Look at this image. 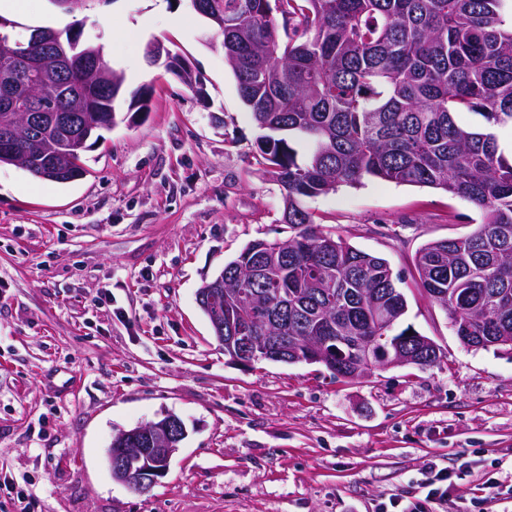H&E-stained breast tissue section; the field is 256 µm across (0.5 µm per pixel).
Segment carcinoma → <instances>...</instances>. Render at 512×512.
I'll use <instances>...</instances> for the list:
<instances>
[{"label": "carcinoma", "instance_id": "cac0c4a2", "mask_svg": "<svg viewBox=\"0 0 512 512\" xmlns=\"http://www.w3.org/2000/svg\"><path fill=\"white\" fill-rule=\"evenodd\" d=\"M224 4V59L240 97L262 131L259 164L283 188L282 222L294 236L257 240L224 265V291L211 308L247 336H278L304 350L331 339L324 365L348 378L362 342L391 349L411 342L402 326L406 298L387 260L323 232L305 201L366 179L442 189L484 213L467 235L418 249L417 284L444 308L465 345L500 349L512 336V160L488 129L462 126L457 114H481L512 127V26L508 0H243ZM0 25V72L7 53H28L34 68L51 61L30 39ZM123 73L112 71L96 112H67L69 126L115 124ZM27 160L38 178L48 158L68 152L66 138L36 126ZM57 179L86 173L82 157L64 161ZM266 247L279 261L261 264Z\"/></svg>", "mask_w": 512, "mask_h": 512}]
</instances>
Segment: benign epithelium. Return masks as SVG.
I'll return each mask as SVG.
<instances>
[{
    "label": "benign epithelium",
    "instance_id": "benign-epithelium-1",
    "mask_svg": "<svg viewBox=\"0 0 512 512\" xmlns=\"http://www.w3.org/2000/svg\"><path fill=\"white\" fill-rule=\"evenodd\" d=\"M195 7L219 31H224V10L196 0ZM56 31L41 30L38 34V45L51 55L54 72L65 74L70 79L83 82L87 86V93L78 104V108L85 112L97 110L98 88L91 78L103 72L96 58L89 56L80 47V37L74 35L68 45L55 40ZM151 64L161 65L168 72L184 83L193 81L192 68L183 59L173 54L161 42H154L148 49ZM48 86L42 85L30 88H19L11 97L9 103L10 123L8 132L0 137V151L15 156L24 162L28 150L19 146L20 140L25 138L22 129L28 124L38 121L56 120V116L43 111L39 107L47 95ZM432 347L429 339L422 336L415 337V348L396 347L393 352H385L383 361L389 366H402L416 362L418 356ZM276 360L296 362L305 360L308 363H317L322 360V345L311 342L306 355L296 352L290 354L278 353L273 355ZM185 432L182 422L172 414H166L157 421L137 425L129 430L122 431L118 437L125 440L144 441L146 448H123L109 460V469L112 478L126 484L138 483V486L148 490L167 473L172 455L176 452L175 442Z\"/></svg>",
    "mask_w": 512,
    "mask_h": 512
}]
</instances>
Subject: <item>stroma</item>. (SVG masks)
<instances>
[{"mask_svg":"<svg viewBox=\"0 0 512 512\" xmlns=\"http://www.w3.org/2000/svg\"><path fill=\"white\" fill-rule=\"evenodd\" d=\"M21 27L82 29L111 42L118 71L163 41L190 63L197 97L164 68L84 155L70 184L0 166V474L35 512H378L411 497L427 467L455 472L462 512L512 473V355L465 346L419 289L412 260L482 220L441 189L380 180L308 199L324 232L386 259L403 317L442 351L440 366L348 380L320 364L231 363L197 303L205 279L252 241L291 236L280 186L257 162L258 130L222 38L189 0H87L67 13L31 0ZM164 413L187 436L150 491L113 480V436Z\"/></svg>","mask_w":512,"mask_h":512,"instance_id":"35a3bbf8","label":"stroma"}]
</instances>
